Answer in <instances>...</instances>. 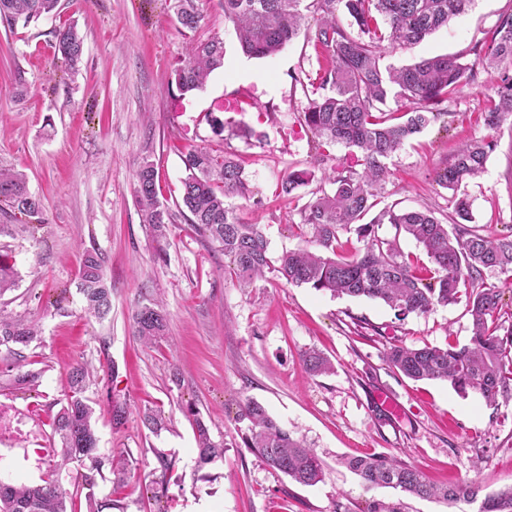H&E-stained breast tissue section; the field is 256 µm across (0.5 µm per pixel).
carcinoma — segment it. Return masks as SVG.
<instances>
[{"instance_id":"carcinoma-1","label":"carcinoma","mask_w":512,"mask_h":512,"mask_svg":"<svg viewBox=\"0 0 512 512\" xmlns=\"http://www.w3.org/2000/svg\"><path fill=\"white\" fill-rule=\"evenodd\" d=\"M59 0H0V23L12 29L27 26L52 14ZM220 0L224 20L233 26L242 52L266 58L280 52L299 33L305 12L316 15L307 27V41L326 53L316 77L303 86L308 105L301 121L317 138V161L331 159V149L344 144L359 156L356 165L332 177L334 188L321 191L299 208L300 224L311 229L309 246L283 252L276 260L268 255V243L258 224L241 222L226 199H249L253 190L244 168L232 153L194 150L183 156L182 211L196 231L224 253L238 282L248 288L267 272H276L287 283L307 286L333 296L379 299L397 315L425 314L437 305L468 298L472 317L469 344L458 347L405 345L390 347L385 358L403 376L414 380H444L461 393L479 392L492 405L512 398V325L499 322L503 289L512 286V230L490 236L472 224L470 204L454 199L448 223L428 210L383 207L369 222L364 218L381 203L389 171L386 160L405 141L445 115L442 104L461 87L473 83L482 72L497 73L494 95L487 98L480 119L490 132L512 122V12L501 16L486 39L471 48L473 58L436 55L394 68L383 64V50L412 49L448 21L465 12L472 0ZM202 0H175V14L188 35L187 59L174 70L178 90L189 93L204 87L209 75L224 64V39L197 35L203 19ZM347 13L358 28L352 35L339 20ZM55 54L70 69L78 67L84 43L76 25L55 31ZM405 103L402 112L387 108L389 97ZM216 133L225 129L246 140H261L248 126L213 118ZM494 142L483 136L464 144L451 163L437 174L438 183L453 191L484 170ZM315 177L308 170H293L282 179L280 194L291 196ZM136 203L142 223L156 239L166 236L176 214L158 200L153 163L143 161L136 173ZM6 205L42 224L41 199L30 194L23 173L0 166V207ZM391 224L396 234L413 238L430 259L429 277H422L414 259L404 254L398 238H383L376 227ZM355 230L364 247L344 257L336 255L339 232ZM497 269L501 285H487L483 270ZM78 290L86 310L98 319L112 309V293L104 274V260L96 250L81 257ZM168 317L157 303L139 307L132 315L133 335L145 345L164 338ZM504 334H499L500 330ZM36 338L34 325L0 315V375L9 385L31 391L39 386L41 372L19 370L21 352ZM312 375L332 371L330 360L308 349L300 354ZM90 372L81 363L68 372L69 391L52 420L53 438L60 461H92L91 472L82 475L86 512H104L112 504L97 499L91 488L95 477L109 467L112 482H123L129 473L122 456L103 460L96 456L98 437L95 408L86 396ZM197 445L196 470L224 458V440L216 441L199 412L189 405ZM238 418L248 422L243 442L270 468L303 486L324 480V464L315 448L277 423L255 400L245 401ZM370 490L389 487L423 499L449 504L480 503L477 512H512V487L483 493L472 481L435 485L415 467L394 456L357 455L343 460ZM0 512H68L67 495L57 480L41 484L0 482Z\"/></svg>"}]
</instances>
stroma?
Masks as SVG:
<instances>
[{
  "instance_id": "35a3bbf8",
  "label": "stroma",
  "mask_w": 512,
  "mask_h": 512,
  "mask_svg": "<svg viewBox=\"0 0 512 512\" xmlns=\"http://www.w3.org/2000/svg\"><path fill=\"white\" fill-rule=\"evenodd\" d=\"M510 10L512 0H473L447 27L413 49L387 52L383 62L400 67L468 53ZM72 21L84 56L66 74L53 55L54 32ZM199 33L223 38L224 65L203 89L183 95L173 71L186 58L187 39L174 0H60L56 15L26 27L0 25V165L25 174L45 218L34 230L30 218L0 211V260L18 273L15 287L0 294V313L36 322L39 335L24 348L23 365L42 373L34 391L0 378V409L9 419L0 430V479L36 484L56 473L74 512H85L81 476L89 463L61 465L42 452L68 391L67 370L84 363L93 373L87 395L98 416L99 454L123 455L131 472L121 487L111 473L97 477L95 496L112 502L111 512H365L375 500L398 503L401 512H463L391 488L365 489L337 463L359 454L397 455L437 483L512 487V399L490 406L446 381L407 379L385 360L394 344H467L466 299L400 320L381 301L334 297L273 272L242 288L223 253L186 219L160 241L145 230L135 200L143 160L154 163L158 198L173 210L181 201L183 155L227 151L241 160L256 198L226 203L240 221L262 226L268 255L277 258L304 245L299 208L329 189L328 175L352 153L336 145L333 160L296 198L278 195L281 179L310 167L316 154L314 136L299 123L307 105L302 83L318 68L316 52L300 35L275 56L247 57L219 0H206ZM240 92L253 105L233 118L263 132L262 143L212 130L211 118ZM492 92L490 77L480 74L449 98L447 117L392 155L383 204L447 218L453 193L436 173L462 143L484 135L479 115ZM494 141L484 171L461 188L474 224L489 235L512 224V128L502 127ZM91 248L104 256L112 290V311L102 320L85 313L77 290L80 256ZM151 299L166 309L168 332L145 346L130 318ZM309 348L330 359L331 373L306 372L300 354ZM175 371L177 386L170 381ZM379 390L393 397L399 414L376 403ZM248 399L316 448L323 482L299 485L244 447L236 416ZM112 400L128 409L118 428L108 413ZM189 404L224 442L223 460L201 472L183 412ZM146 409L161 411L166 429H146ZM161 453L172 458L170 470H162Z\"/></svg>"
}]
</instances>
